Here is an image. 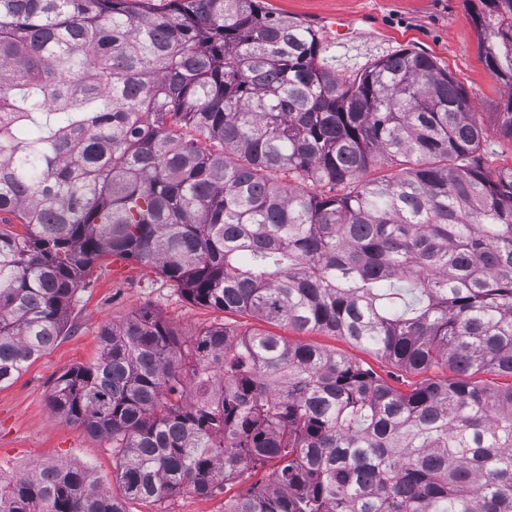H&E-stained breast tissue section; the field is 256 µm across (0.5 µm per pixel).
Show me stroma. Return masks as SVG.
I'll list each match as a JSON object with an SVG mask.
<instances>
[{
    "instance_id": "1",
    "label": "stroma",
    "mask_w": 512,
    "mask_h": 512,
    "mask_svg": "<svg viewBox=\"0 0 512 512\" xmlns=\"http://www.w3.org/2000/svg\"><path fill=\"white\" fill-rule=\"evenodd\" d=\"M268 11L309 25L324 49L328 66L348 76L403 48L432 56L466 91L484 130L480 151L488 171L512 168V137L499 128V114L512 84L486 65L473 20L480 0H264ZM157 313L187 340L204 327L224 323L245 331L258 328L254 318L221 312L187 300L158 270L134 260L107 256L97 261L77 292L66 332L10 386L0 389V467L28 471L42 463L88 468L93 478L125 512H224V505L251 484L267 479L262 469L225 484L209 497L186 490L164 503L125 498L115 479L110 440L89 434L77 423L57 417L49 404L56 378L64 371L93 363L104 326L123 324L141 309ZM293 342L315 344L372 368L389 384L407 389L447 378V368L406 373L345 339L321 332L280 328Z\"/></svg>"
}]
</instances>
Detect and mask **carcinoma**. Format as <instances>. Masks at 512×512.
I'll list each match as a JSON object with an SVG mask.
<instances>
[{"mask_svg":"<svg viewBox=\"0 0 512 512\" xmlns=\"http://www.w3.org/2000/svg\"><path fill=\"white\" fill-rule=\"evenodd\" d=\"M512 83V0H481ZM262 0H0V388L66 327L106 255L188 300L326 331L415 373L152 310L101 332L50 405L112 440L128 499L224 512H512V168L491 175L455 79L405 49L354 75ZM192 128L186 138L180 129ZM400 167L377 177L371 168ZM0 512H125L80 467L0 481Z\"/></svg>","mask_w":512,"mask_h":512,"instance_id":"obj_1","label":"carcinoma"}]
</instances>
